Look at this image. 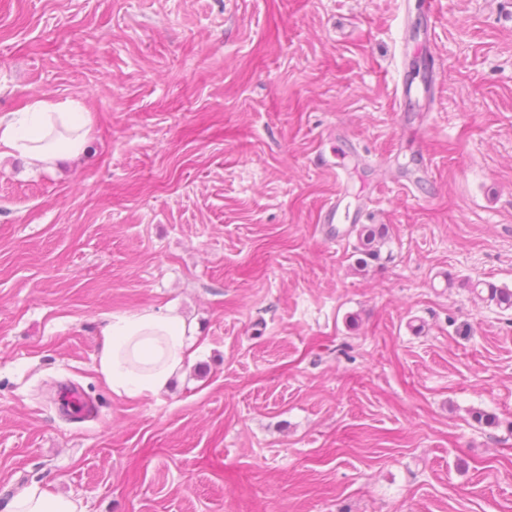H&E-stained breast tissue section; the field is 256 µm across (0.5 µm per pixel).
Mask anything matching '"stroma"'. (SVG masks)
Returning <instances> with one entry per match:
<instances>
[{
    "instance_id": "stroma-1",
    "label": "stroma",
    "mask_w": 512,
    "mask_h": 512,
    "mask_svg": "<svg viewBox=\"0 0 512 512\" xmlns=\"http://www.w3.org/2000/svg\"><path fill=\"white\" fill-rule=\"evenodd\" d=\"M36 98L94 125L0 161V512H512V310L464 286L512 289V0H0ZM165 306L206 348L112 395L103 314ZM357 231L360 244L357 249L365 254H373L379 241L386 235L384 225L377 227L372 224H362ZM82 509L76 500L32 485L12 500L9 512H84Z\"/></svg>"
}]
</instances>
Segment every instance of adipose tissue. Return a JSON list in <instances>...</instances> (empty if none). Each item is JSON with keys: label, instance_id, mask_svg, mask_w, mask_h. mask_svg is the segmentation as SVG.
<instances>
[{"label": "adipose tissue", "instance_id": "obj_1", "mask_svg": "<svg viewBox=\"0 0 512 512\" xmlns=\"http://www.w3.org/2000/svg\"><path fill=\"white\" fill-rule=\"evenodd\" d=\"M91 130L92 116L80 100L37 99L23 111L0 118V160L19 157L30 167L50 170L82 153ZM103 321L94 370L120 398L166 393L199 351L192 323L174 307L112 312ZM10 512L83 510L78 501L33 485L12 500Z\"/></svg>", "mask_w": 512, "mask_h": 512}]
</instances>
